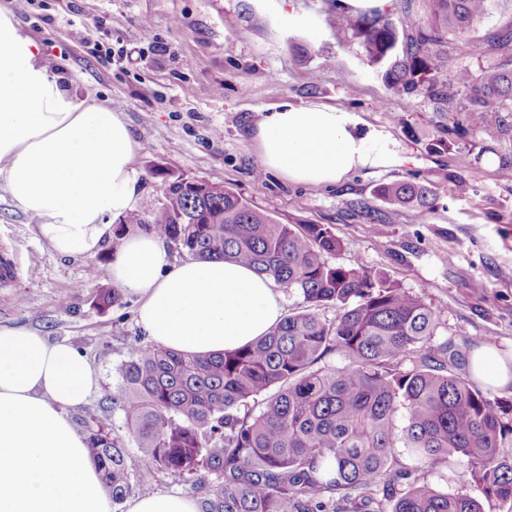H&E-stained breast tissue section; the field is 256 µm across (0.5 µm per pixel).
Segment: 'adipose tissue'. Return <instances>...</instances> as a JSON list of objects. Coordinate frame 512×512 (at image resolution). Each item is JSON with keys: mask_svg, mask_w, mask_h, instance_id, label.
Segmentation results:
<instances>
[{"mask_svg": "<svg viewBox=\"0 0 512 512\" xmlns=\"http://www.w3.org/2000/svg\"><path fill=\"white\" fill-rule=\"evenodd\" d=\"M261 166L303 185H331L402 161L388 133L323 105L276 106L253 131ZM139 148L111 107L77 100L15 14L0 7V183L57 255H95L140 198ZM138 302L152 344L187 354L241 348L283 317L273 280L224 260L173 262L160 236L122 239L106 268ZM473 377L512 383L498 350L475 349ZM97 386L87 360L24 326H0V512H111L84 435L69 412Z\"/></svg>", "mask_w": 512, "mask_h": 512, "instance_id": "adipose-tissue-1", "label": "adipose tissue"}]
</instances>
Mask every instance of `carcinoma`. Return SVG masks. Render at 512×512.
<instances>
[{
    "instance_id": "1",
    "label": "carcinoma",
    "mask_w": 512,
    "mask_h": 512,
    "mask_svg": "<svg viewBox=\"0 0 512 512\" xmlns=\"http://www.w3.org/2000/svg\"><path fill=\"white\" fill-rule=\"evenodd\" d=\"M420 2L426 20L410 27L362 17L367 64L408 94L441 101L465 89L459 112L471 129L490 112H512L509 25L487 33L496 59L478 76L459 69L440 80L448 53L469 54L464 34L495 0ZM164 179V202L128 215L116 238L151 231L197 259L246 265L301 303L238 350L133 349L106 413L84 431L112 501L132 494L136 469L202 468L214 481L203 482L197 512H483L477 499L421 480V468L463 458L487 498L512 503V456L501 452L512 447V417L468 375L455 341L434 339L440 322L429 306L381 273L331 263L343 245L326 224H282L224 185L195 190L184 175ZM378 195L429 207V190L411 182ZM121 300L110 285L97 290L102 311ZM328 306L332 318L321 313ZM336 353L347 364L323 363Z\"/></svg>"
}]
</instances>
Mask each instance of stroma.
I'll return each instance as SVG.
<instances>
[{
	"label": "stroma",
	"instance_id": "1",
	"mask_svg": "<svg viewBox=\"0 0 512 512\" xmlns=\"http://www.w3.org/2000/svg\"><path fill=\"white\" fill-rule=\"evenodd\" d=\"M18 21L77 99L122 113L140 145L138 208L162 201L168 171L229 187L280 223L330 225L344 245L335 263L385 273L439 314V339L467 351L495 347L512 367V114L451 133L446 103L386 85L365 63L356 29L337 39L330 0H35ZM509 23L512 0H497L466 34L470 56L450 58L449 68L479 74L487 32ZM75 28L85 42L72 39ZM284 102L353 112L391 134L407 160L324 186L260 172L251 132ZM398 182L425 186L429 207L377 198L379 187ZM2 250L18 275L0 286V325L72 345L97 376L87 403L71 413L84 430L103 416V397L131 347L147 341L137 304L126 297L99 311L89 270L107 266L110 249L56 255L0 185ZM424 478L481 500L485 512H512L484 498L466 463L425 470ZM200 479L143 471L133 494L188 496Z\"/></svg>",
	"mask_w": 512,
	"mask_h": 512
}]
</instances>
